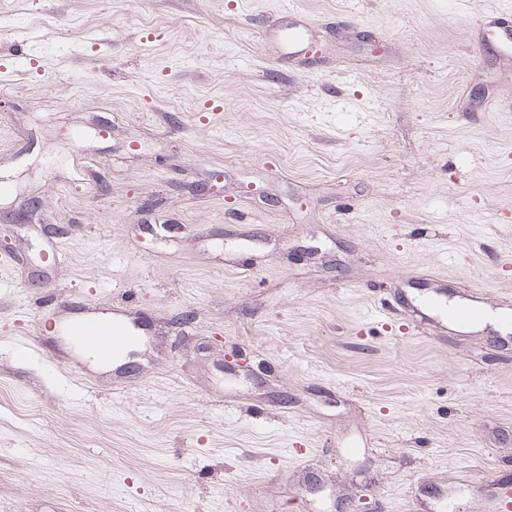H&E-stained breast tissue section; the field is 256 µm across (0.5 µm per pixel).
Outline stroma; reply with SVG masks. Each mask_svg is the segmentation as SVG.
I'll use <instances>...</instances> for the list:
<instances>
[{"label": "stroma", "instance_id": "obj_1", "mask_svg": "<svg viewBox=\"0 0 512 512\" xmlns=\"http://www.w3.org/2000/svg\"><path fill=\"white\" fill-rule=\"evenodd\" d=\"M511 6L0 0V512H484L512 330L395 310L512 309ZM66 335L77 347L108 355L135 345L140 336L119 317H113L112 329L98 316L97 312L79 311L67 326Z\"/></svg>", "mask_w": 512, "mask_h": 512}]
</instances>
